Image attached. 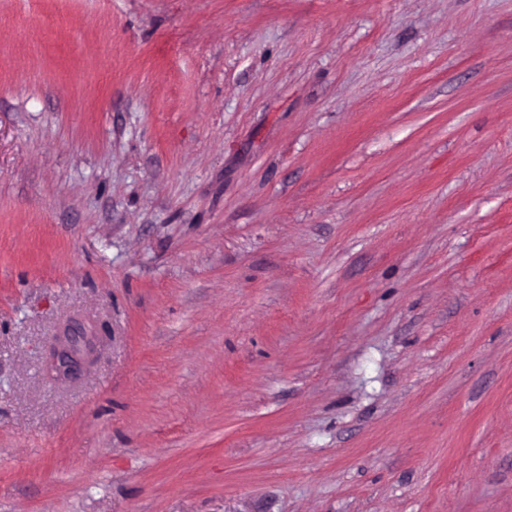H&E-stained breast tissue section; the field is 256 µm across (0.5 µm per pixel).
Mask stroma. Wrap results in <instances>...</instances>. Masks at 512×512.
Returning <instances> with one entry per match:
<instances>
[{
  "label": "stroma",
  "mask_w": 512,
  "mask_h": 512,
  "mask_svg": "<svg viewBox=\"0 0 512 512\" xmlns=\"http://www.w3.org/2000/svg\"><path fill=\"white\" fill-rule=\"evenodd\" d=\"M0 512H512V0H0ZM87 340V336H76L70 328L64 330L63 334L57 337V344L50 358L51 369L60 375L68 374L75 369L82 352L79 343Z\"/></svg>",
  "instance_id": "35a3bbf8"
}]
</instances>
